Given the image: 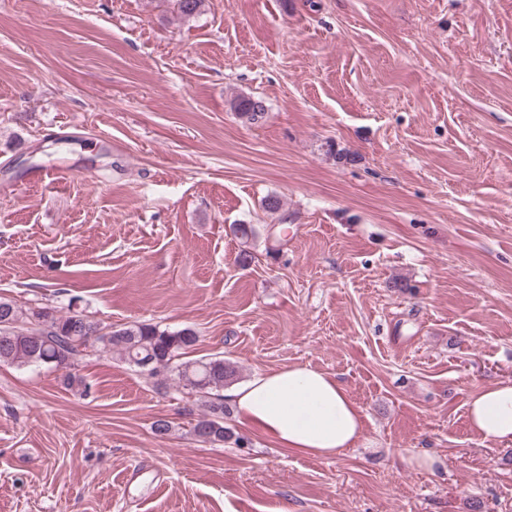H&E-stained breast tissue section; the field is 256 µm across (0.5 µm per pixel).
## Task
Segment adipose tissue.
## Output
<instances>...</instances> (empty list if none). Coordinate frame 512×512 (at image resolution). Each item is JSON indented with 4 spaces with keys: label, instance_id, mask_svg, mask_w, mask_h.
Segmentation results:
<instances>
[{
    "label": "adipose tissue",
    "instance_id": "1",
    "mask_svg": "<svg viewBox=\"0 0 512 512\" xmlns=\"http://www.w3.org/2000/svg\"><path fill=\"white\" fill-rule=\"evenodd\" d=\"M240 423L288 451L330 457L363 435L362 414L335 376L308 365L255 374L224 391ZM471 430L494 444L512 442V382L483 389L467 403Z\"/></svg>",
    "mask_w": 512,
    "mask_h": 512
}]
</instances>
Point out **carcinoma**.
<instances>
[{
    "label": "carcinoma",
    "mask_w": 512,
    "mask_h": 512,
    "mask_svg": "<svg viewBox=\"0 0 512 512\" xmlns=\"http://www.w3.org/2000/svg\"><path fill=\"white\" fill-rule=\"evenodd\" d=\"M174 11L190 19L203 11L206 0H173ZM233 108L250 121L264 115L261 101L242 96ZM100 322L74 310L65 312L39 307L22 309L9 298L0 296V365L16 368L51 366L65 371L66 385L82 383L72 370L89 352L110 356L132 364L151 376L167 370L178 386L199 396L203 413L193 425L196 441L221 445L232 437L224 427V387L234 383L238 370L234 363L220 357L209 360L181 361L185 350L195 345L198 336L190 328L169 330L157 324L133 322L115 330L102 343L90 340Z\"/></svg>",
    "instance_id": "carcinoma-1"
}]
</instances>
